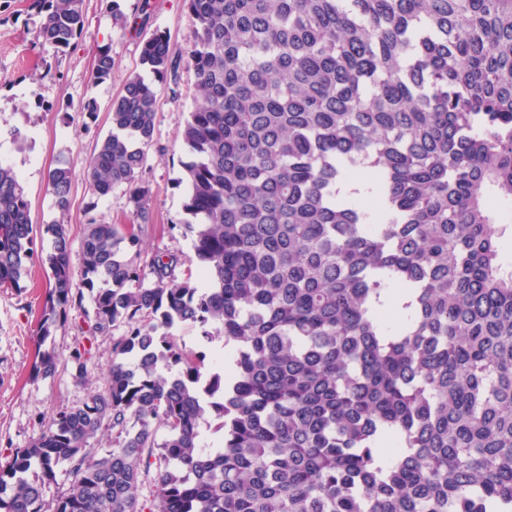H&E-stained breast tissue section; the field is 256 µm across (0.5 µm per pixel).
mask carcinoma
Wrapping results in <instances>:
<instances>
[{
    "label": "carcinoma",
    "mask_w": 512,
    "mask_h": 512,
    "mask_svg": "<svg viewBox=\"0 0 512 512\" xmlns=\"http://www.w3.org/2000/svg\"><path fill=\"white\" fill-rule=\"evenodd\" d=\"M184 5L189 46L142 43L144 73L113 99L88 173L150 223L156 84L174 91L191 68L178 184L202 280L175 279L179 253L141 267L135 235L94 218L76 267L65 225L43 226L39 344L88 300L75 382L97 338L111 359L101 387L0 465V512H512V217L491 206L512 200V0ZM28 9L57 50L84 27V0ZM112 70L99 50L93 78ZM71 177L48 171L62 214ZM33 244L0 162V288L20 287ZM179 325L224 339L231 378L179 344ZM59 362L38 350L34 376ZM62 466L69 488L48 500Z\"/></svg>",
    "instance_id": "carcinoma-1"
}]
</instances>
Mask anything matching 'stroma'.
<instances>
[{
  "mask_svg": "<svg viewBox=\"0 0 512 512\" xmlns=\"http://www.w3.org/2000/svg\"><path fill=\"white\" fill-rule=\"evenodd\" d=\"M85 5L82 32L59 51L35 39L27 0H0V162L18 172L33 227L65 224L73 256L81 254L85 225L92 217L124 225L136 235L142 261L164 251L191 254L181 230L185 194L177 180L186 159L182 131L194 107L192 69H182L178 91L158 88L154 142L142 172L152 223L134 222V205L124 189L100 198L85 176L97 140L110 129L113 98L129 74L142 70V39L159 29L185 46L191 20L184 2L121 0L126 15L148 10L144 26L115 23L107 0H85ZM102 47L109 48L115 66L111 79L99 82L92 78V64ZM89 99L97 103L92 119L80 110ZM18 132L23 135L19 141L14 138ZM59 161L68 162L73 171L71 206L65 214L55 209L47 179L49 167ZM34 250L19 287L0 288V462L26 447L61 404L76 405L88 395L75 383L73 367L59 365L46 378L32 375L40 317L49 298L48 239L35 236Z\"/></svg>",
  "mask_w": 512,
  "mask_h": 512,
  "instance_id": "obj_1",
  "label": "stroma"
}]
</instances>
